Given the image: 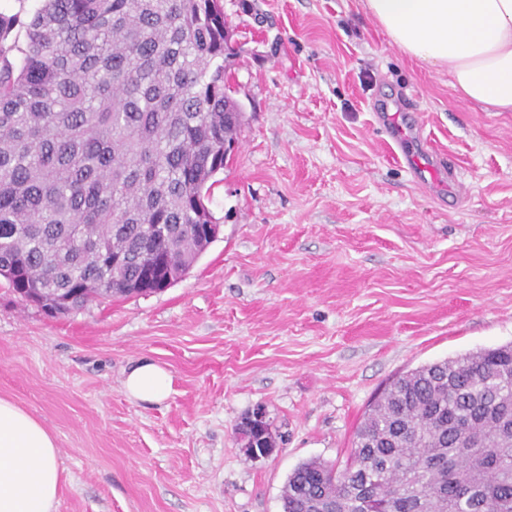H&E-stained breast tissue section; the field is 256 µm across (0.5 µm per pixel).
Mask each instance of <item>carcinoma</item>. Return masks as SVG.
Listing matches in <instances>:
<instances>
[{
  "mask_svg": "<svg viewBox=\"0 0 512 512\" xmlns=\"http://www.w3.org/2000/svg\"><path fill=\"white\" fill-rule=\"evenodd\" d=\"M225 31L219 0L0 13V276L21 301L148 295L207 248L197 228L214 223L206 202L243 121ZM509 403L511 343L411 369L368 409L343 469L294 468L283 512H512Z\"/></svg>",
  "mask_w": 512,
  "mask_h": 512,
  "instance_id": "obj_1",
  "label": "carcinoma"
}]
</instances>
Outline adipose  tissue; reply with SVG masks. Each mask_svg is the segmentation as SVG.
I'll use <instances>...</instances> for the list:
<instances>
[{
    "instance_id": "obj_1",
    "label": "adipose tissue",
    "mask_w": 512,
    "mask_h": 512,
    "mask_svg": "<svg viewBox=\"0 0 512 512\" xmlns=\"http://www.w3.org/2000/svg\"><path fill=\"white\" fill-rule=\"evenodd\" d=\"M389 41L438 73L462 99L512 112V0H363ZM126 395L159 404L173 391L161 363L142 358L124 372ZM52 433L0 397V512H52L65 484Z\"/></svg>"
}]
</instances>
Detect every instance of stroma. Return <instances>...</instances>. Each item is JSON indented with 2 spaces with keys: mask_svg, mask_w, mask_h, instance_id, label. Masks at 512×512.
<instances>
[{
  "mask_svg": "<svg viewBox=\"0 0 512 512\" xmlns=\"http://www.w3.org/2000/svg\"><path fill=\"white\" fill-rule=\"evenodd\" d=\"M244 121L210 191L218 238L165 291L49 316L0 285V396L56 438L53 512H282L301 462L344 466L368 406L416 367L512 342V112L459 98L363 0H223ZM397 124L468 188L414 175ZM174 378L130 400L137 358ZM265 406L277 449L238 430ZM377 117L385 128L386 132L390 135V140L393 142L395 147L398 149V152H395L397 157L401 159H405L408 163V166L415 173V165L421 168V163L419 158L413 153H409L407 143L410 140V135L404 129H398L395 124H393V117L389 115L387 112H377ZM123 388L126 395L134 401L150 405L160 404L173 391V376L161 363L141 358L126 368Z\"/></svg>",
  "mask_w": 512,
  "mask_h": 512,
  "instance_id": "35a3bbf8",
  "label": "stroma"
}]
</instances>
